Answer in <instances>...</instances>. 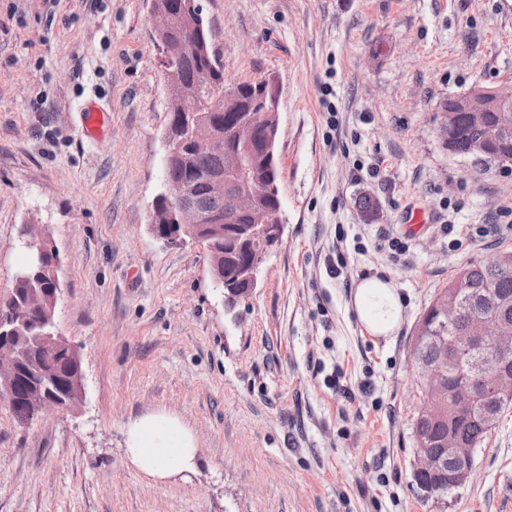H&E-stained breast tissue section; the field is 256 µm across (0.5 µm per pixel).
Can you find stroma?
Wrapping results in <instances>:
<instances>
[{"instance_id":"35a3bbf8","label":"stroma","mask_w":512,"mask_h":512,"mask_svg":"<svg viewBox=\"0 0 512 512\" xmlns=\"http://www.w3.org/2000/svg\"><path fill=\"white\" fill-rule=\"evenodd\" d=\"M201 4L227 83L281 91L284 232L231 307L200 243L150 229L169 112L144 0H0V297L37 225L86 383L80 407L25 425L0 402V512H512V409L465 485L422 498L411 356L437 290L512 252V174L449 154L436 121L473 87L512 91V0ZM90 100L108 113L95 141ZM417 207L432 222L397 253ZM371 274L403 297L386 339L349 307ZM153 413L183 422L190 470L130 463ZM96 106H88L82 111V132L90 139H99L103 134L104 117Z\"/></svg>"}]
</instances>
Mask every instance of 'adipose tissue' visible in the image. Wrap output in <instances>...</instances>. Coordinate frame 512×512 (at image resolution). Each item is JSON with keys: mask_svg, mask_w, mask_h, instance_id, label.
Here are the masks:
<instances>
[{"mask_svg": "<svg viewBox=\"0 0 512 512\" xmlns=\"http://www.w3.org/2000/svg\"><path fill=\"white\" fill-rule=\"evenodd\" d=\"M350 305L364 333L374 338L393 336L402 322V297L384 277L361 280L350 294ZM127 453L143 474L165 478L186 471L195 450L184 427L174 418L157 414L137 421L129 431Z\"/></svg>", "mask_w": 512, "mask_h": 512, "instance_id": "obj_1", "label": "adipose tissue"}]
</instances>
